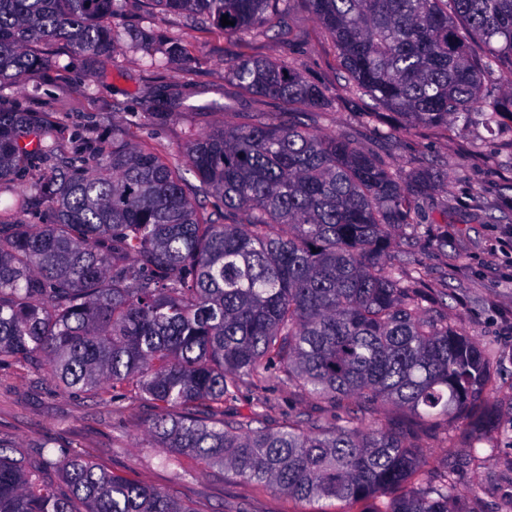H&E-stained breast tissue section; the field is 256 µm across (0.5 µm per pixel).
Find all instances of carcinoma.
<instances>
[{"label": "carcinoma", "instance_id": "obj_1", "mask_svg": "<svg viewBox=\"0 0 512 512\" xmlns=\"http://www.w3.org/2000/svg\"><path fill=\"white\" fill-rule=\"evenodd\" d=\"M228 35L265 36L295 0H154ZM348 88L409 126L512 118V0H308ZM120 0H0V83L26 86L51 59L110 57ZM234 25H222V17ZM483 46L476 56L472 43ZM249 94L304 108L323 90L286 64L242 59ZM68 129L0 108V365L37 363L66 390L154 409L148 433L234 479L299 500L375 512H460L451 471L415 485L425 455L381 426L328 427L261 414L215 418L268 374L331 407L349 397L453 429L491 426L475 408L496 379L475 339L384 263L391 229L416 224L414 177L300 112L257 116L191 140L184 164L100 124ZM204 203H197V197ZM0 443V512H194L172 490L101 469L73 446L15 456Z\"/></svg>", "mask_w": 512, "mask_h": 512}]
</instances>
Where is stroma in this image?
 <instances>
[{
	"mask_svg": "<svg viewBox=\"0 0 512 512\" xmlns=\"http://www.w3.org/2000/svg\"><path fill=\"white\" fill-rule=\"evenodd\" d=\"M284 23L287 36L244 41L162 11L153 0H121L117 26L138 41L170 47L163 68L127 44L95 61L51 46V66L30 75L25 90L0 84V106L50 113L79 136L104 120L129 141L176 159L191 138L212 128L288 111V104L252 96L225 78V64L254 58L292 65L324 90L325 106L304 116L312 130L339 134L406 175L437 168L442 184L422 190L420 223L393 228L387 260L446 303L449 324L474 336L493 365L498 388L483 398L493 432L474 449L463 431L423 423L406 410L355 400L349 410H331L276 378L259 389L243 384L232 408L246 414L264 402L271 426L302 413L333 425L351 413L364 424L381 423L423 446L424 476L448 464L466 512H512V250L499 247L512 236V133L481 125L407 127L392 113L369 114V99L346 90L336 46L306 0H297ZM170 83L179 86V99L162 114L146 111L147 97ZM151 412L138 400L118 407L63 390L33 365L0 367V441L18 452L35 455L48 441L80 447L107 471L173 488L196 512H318L317 503L224 477L189 455L167 465L145 428Z\"/></svg>",
	"mask_w": 512,
	"mask_h": 512,
	"instance_id": "1",
	"label": "stroma"
}]
</instances>
